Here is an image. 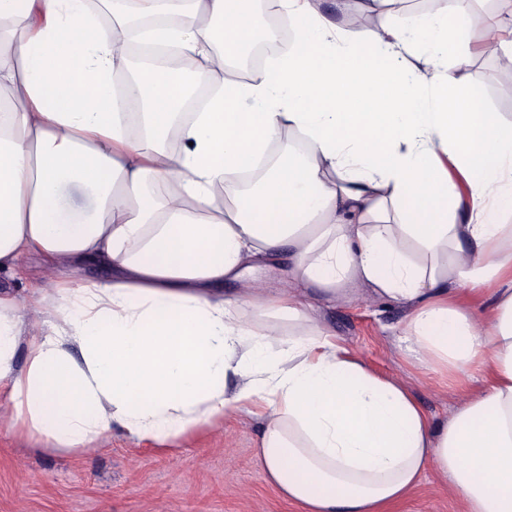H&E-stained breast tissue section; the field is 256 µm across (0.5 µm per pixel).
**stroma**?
<instances>
[{"label": "stroma", "instance_id": "obj_1", "mask_svg": "<svg viewBox=\"0 0 512 512\" xmlns=\"http://www.w3.org/2000/svg\"><path fill=\"white\" fill-rule=\"evenodd\" d=\"M448 71L464 95L512 120V85L501 80L498 61L474 53ZM317 306L323 324L372 370L409 382L434 421L447 420L483 383L476 375L450 386L405 357L397 347L403 311L392 302ZM261 429V420L240 412L168 451L118 430L81 451L0 429V512H303L267 481L257 457ZM389 512H466V505L429 473Z\"/></svg>", "mask_w": 512, "mask_h": 512}]
</instances>
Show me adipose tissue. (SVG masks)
I'll list each match as a JSON object with an SVG mask.
<instances>
[{
  "mask_svg": "<svg viewBox=\"0 0 512 512\" xmlns=\"http://www.w3.org/2000/svg\"><path fill=\"white\" fill-rule=\"evenodd\" d=\"M266 2L293 41L237 78L256 0H0V267L115 271L0 299V427L162 444L245 410L267 480L304 512H385L428 472L468 512H512V122L448 74L461 42L512 52L471 0L402 19L395 0H336L332 19L323 0ZM132 39L194 73L129 74ZM293 133L306 149L267 160ZM270 265L312 297L394 302L408 357L484 385L432 421L311 297L251 282ZM31 309L49 318L21 370Z\"/></svg>",
  "mask_w": 512,
  "mask_h": 512,
  "instance_id": "obj_1",
  "label": "adipose tissue"
}]
</instances>
